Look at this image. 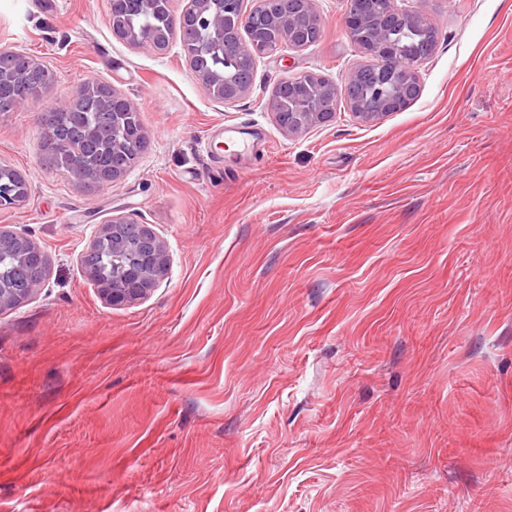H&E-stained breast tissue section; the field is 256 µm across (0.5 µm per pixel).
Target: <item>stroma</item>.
<instances>
[{"label": "stroma", "mask_w": 512, "mask_h": 512, "mask_svg": "<svg viewBox=\"0 0 512 512\" xmlns=\"http://www.w3.org/2000/svg\"><path fill=\"white\" fill-rule=\"evenodd\" d=\"M321 39L204 94L181 42L112 34L107 0H0V48L56 76L0 114L30 184L0 226L49 271L0 312V512H512V0H433L419 97L291 138L264 107L359 56L343 0ZM96 80L149 145L90 189L36 155L38 116ZM244 130L256 153L225 157ZM130 214L164 242L151 294L107 305L81 258Z\"/></svg>", "instance_id": "obj_1"}]
</instances>
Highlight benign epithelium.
<instances>
[{
    "mask_svg": "<svg viewBox=\"0 0 512 512\" xmlns=\"http://www.w3.org/2000/svg\"><path fill=\"white\" fill-rule=\"evenodd\" d=\"M412 2L415 6L406 8L399 6L398 0H344L345 31L362 61L348 72L342 89L327 75L311 70L281 78L272 90L267 109L282 133L293 137L331 122L340 96L355 120L373 123L400 111L418 95L420 66L427 58L415 60L412 52L421 45L435 50L438 29L429 18V0ZM256 3L267 8L260 11L250 8L246 0H189L179 15L171 16L173 32L190 28L218 37L204 66H198L192 51L186 52L185 61L203 92L227 107L250 93L258 60L270 54L265 44L303 50L311 46L308 28L321 23L316 0H256ZM146 5L148 0H112V13L120 17L112 22L113 35L134 47L149 46L156 41L157 32L132 22V17ZM398 29L414 33L417 43L411 47L398 45L395 34ZM0 54L13 58L12 83L31 80L43 68L35 59L13 48H1ZM84 92V85L76 86L47 111H65ZM100 107L123 121L129 137L140 141V149H146L147 137L139 124L140 107L132 98L113 87L110 93L100 97ZM40 128L36 154L42 159L56 151L58 144L46 123H41ZM120 154L114 145L112 164L93 172L75 170L71 175L79 181H96L110 188L129 171ZM23 204L12 186L0 179V209ZM149 234L153 236L151 254L145 256L135 250L120 266L123 287L98 289L106 304L121 307L144 299L153 289L151 282L163 275L167 265L164 243L154 231ZM5 276L0 265V310L8 303L19 304L34 297L43 287L40 281L23 290L6 288Z\"/></svg>",
    "mask_w": 512,
    "mask_h": 512,
    "instance_id": "1",
    "label": "benign epithelium"
}]
</instances>
